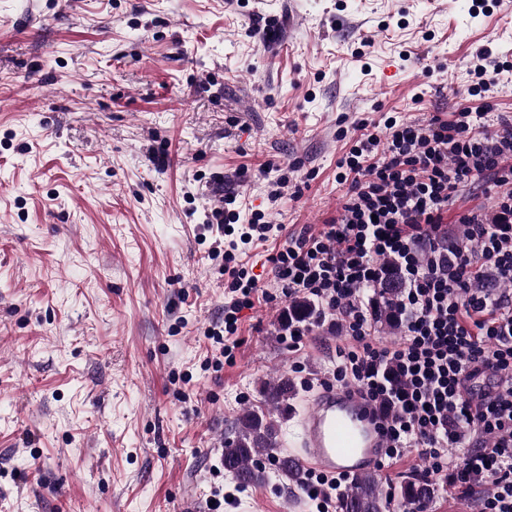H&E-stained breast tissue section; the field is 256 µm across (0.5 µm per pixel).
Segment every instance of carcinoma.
I'll list each match as a JSON object with an SVG mask.
<instances>
[{
	"instance_id": "1",
	"label": "carcinoma",
	"mask_w": 512,
	"mask_h": 512,
	"mask_svg": "<svg viewBox=\"0 0 512 512\" xmlns=\"http://www.w3.org/2000/svg\"><path fill=\"white\" fill-rule=\"evenodd\" d=\"M402 281L396 274L377 284L369 296L370 312L374 321L391 331L398 330L399 321L392 310V300ZM288 315L309 321L318 319L322 312L308 299L295 301L288 309ZM293 388L288 377L281 375L262 387V399L266 408L246 409L231 427L230 437L224 440V467L238 464L243 470L247 483L260 484L264 481L265 470L258 462L263 452L278 445V430L274 413L288 406ZM278 473L292 485L302 487L306 476L301 467L284 457L280 460ZM433 497V489L424 481L409 480L398 490L399 504L414 509H424ZM342 512H390L392 494L385 492L380 481L371 474L353 480L350 491L339 503Z\"/></svg>"
}]
</instances>
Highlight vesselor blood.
<instances>
[{
  "label": "vessel or blood",
  "mask_w": 512,
  "mask_h": 512,
  "mask_svg": "<svg viewBox=\"0 0 512 512\" xmlns=\"http://www.w3.org/2000/svg\"><path fill=\"white\" fill-rule=\"evenodd\" d=\"M291 446L308 471L356 478L384 462V420L355 388L322 383L312 389Z\"/></svg>",
  "instance_id": "1"
}]
</instances>
